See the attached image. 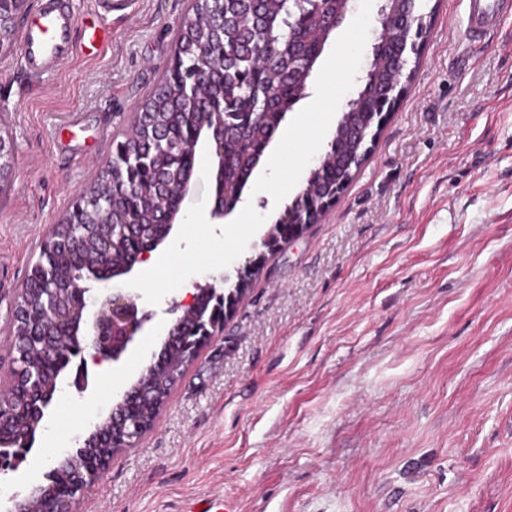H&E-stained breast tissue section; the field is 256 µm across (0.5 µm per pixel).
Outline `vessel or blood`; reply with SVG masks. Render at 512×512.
<instances>
[{
    "label": "vessel or blood",
    "instance_id": "obj_1",
    "mask_svg": "<svg viewBox=\"0 0 512 512\" xmlns=\"http://www.w3.org/2000/svg\"><path fill=\"white\" fill-rule=\"evenodd\" d=\"M467 24L482 37L512 17V0H467ZM97 29L78 28L67 0H40L22 28L24 66L29 78L42 79L70 59L80 42H93Z\"/></svg>",
    "mask_w": 512,
    "mask_h": 512
}]
</instances>
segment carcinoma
<instances>
[{"label":"carcinoma","instance_id":"carcinoma-1","mask_svg":"<svg viewBox=\"0 0 512 512\" xmlns=\"http://www.w3.org/2000/svg\"><path fill=\"white\" fill-rule=\"evenodd\" d=\"M350 0H319L318 3L299 5L294 0H222V7L211 0H194L193 14L183 22L176 40L179 66L170 68L158 87L142 105L146 115L136 119L142 150L151 158L150 168L134 170L133 178H110L102 172L90 189L88 203L84 204L81 219L87 224L86 244L78 261L70 257V249L62 238L56 245L40 249V258L53 265L59 302H70L74 289L97 278L96 269L101 257L96 250V225L107 218L105 199L112 198V217L118 222L113 229L111 264L121 267L131 250L163 236L158 224L159 192L143 181L150 172L162 185L180 186L191 178L195 155L193 147L199 142L203 127L200 119L186 108V89L181 72L205 53L211 59L222 57V64L214 65L215 75L209 98L224 111L233 113L224 117V153L227 162L221 182L224 208H232L240 199L241 190L256 168L264 149L280 127L286 113L306 96L313 66L321 56L328 18L345 14ZM421 32L397 24L391 31L392 46L378 62L381 76H386L393 53L403 48L412 53L413 37ZM381 92L371 86L360 87L354 106L346 107L337 121L327 149L320 155L318 166L311 172L307 192L311 205L336 192V181H351V173L363 160L366 144L347 134L351 123L369 119ZM140 228L139 240L123 235L120 221ZM46 298L45 285L27 282L19 306L37 307ZM186 331L196 322L224 323V310L212 304L207 293L199 296L196 309L185 317ZM16 340L14 352L27 362L40 359V350L32 340L35 331L21 320L12 327ZM199 349L176 348L166 353L163 363L149 365L140 376L148 396L140 411L151 414L168 396L171 379L168 367H184L197 358ZM29 415L20 414L8 429L5 440L13 448H32L36 428L28 421ZM111 424L103 420L95 432L83 442L70 467L49 474L34 496L26 504V512H34L36 498L58 495L71 487L72 476L87 473L112 449L104 447L105 436Z\"/></svg>","mask_w":512,"mask_h":512}]
</instances>
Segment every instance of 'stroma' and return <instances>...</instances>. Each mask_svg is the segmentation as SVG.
<instances>
[{"instance_id":"stroma-1","label":"stroma","mask_w":512,"mask_h":512,"mask_svg":"<svg viewBox=\"0 0 512 512\" xmlns=\"http://www.w3.org/2000/svg\"><path fill=\"white\" fill-rule=\"evenodd\" d=\"M108 40L40 82L22 42L0 52V136L14 144L0 195V338L43 236L109 162L114 137L171 63L191 0H131L112 14L68 0ZM425 37L407 91L323 220L265 252L285 202L253 201L229 255L181 236L139 289L155 332L111 363L103 391L63 376L36 432L74 453L159 353L173 283L205 284L264 257L247 298L171 392L155 428L118 452L72 512H512V19L470 42L466 0H421ZM382 0H353L308 83L331 119L363 83ZM335 78H326L328 67ZM332 129L298 128L282 148ZM215 170L199 143L181 215L209 223ZM204 268L188 275L186 258Z\"/></svg>"}]
</instances>
